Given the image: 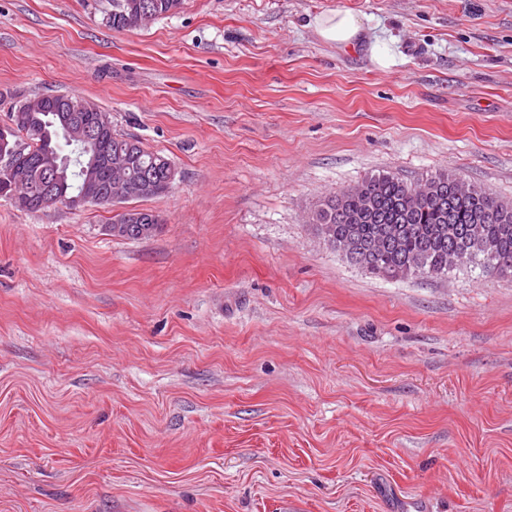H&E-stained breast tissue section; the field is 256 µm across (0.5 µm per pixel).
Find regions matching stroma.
Returning a JSON list of instances; mask_svg holds the SVG:
<instances>
[{
  "mask_svg": "<svg viewBox=\"0 0 512 512\" xmlns=\"http://www.w3.org/2000/svg\"><path fill=\"white\" fill-rule=\"evenodd\" d=\"M109 8L0 0V126L76 95L175 170L143 240L0 197V512H512V280L379 278L309 222L373 174L512 201V0ZM148 2L152 12L151 18L140 14L139 4ZM181 0H112V9L105 13L106 24L115 30H125L144 25L147 20L174 14L180 7ZM314 24L317 35L325 42L352 49L361 48L363 45V23L350 11H336L329 16L317 18Z\"/></svg>",
  "mask_w": 512,
  "mask_h": 512,
  "instance_id": "stroma-1",
  "label": "stroma"
}]
</instances>
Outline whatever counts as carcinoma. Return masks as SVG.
Returning a JSON list of instances; mask_svg holds the SVG:
<instances>
[{
  "label": "carcinoma",
  "instance_id": "carcinoma-1",
  "mask_svg": "<svg viewBox=\"0 0 512 512\" xmlns=\"http://www.w3.org/2000/svg\"><path fill=\"white\" fill-rule=\"evenodd\" d=\"M148 2L152 19L175 13L181 0H112L104 19L114 30L144 25L139 4ZM69 95H42L13 102L8 119L16 123L15 138L26 139L14 158L18 173L30 192L20 209L37 211L50 196L77 198L93 193L102 203H126L168 192L165 180L171 162L131 138L97 124L100 108ZM60 112L77 117L91 138L68 144ZM72 147L71 169H58L59 179L47 180L46 158ZM127 155V167L119 174L111 164L117 153ZM461 179L436 172L416 182L382 174L324 197L312 214L316 234L339 251L352 265L382 277H445L466 267L486 276L512 278V202L485 189L464 193ZM161 220L155 213L128 208L112 216L106 225L110 235L127 240L155 234Z\"/></svg>",
  "mask_w": 512,
  "mask_h": 512
}]
</instances>
